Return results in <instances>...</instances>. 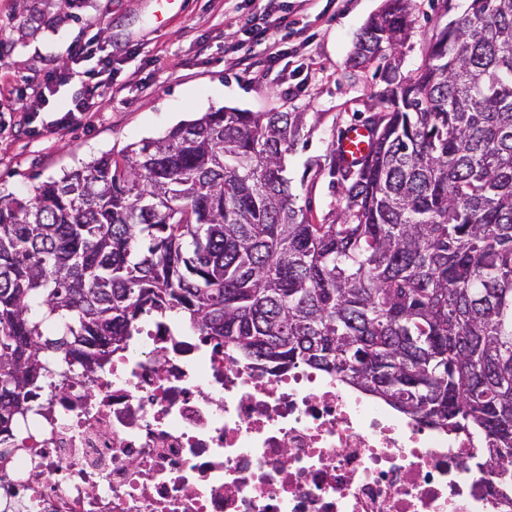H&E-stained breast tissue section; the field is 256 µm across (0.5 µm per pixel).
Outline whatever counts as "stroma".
I'll return each mask as SVG.
<instances>
[{
	"instance_id": "stroma-1",
	"label": "stroma",
	"mask_w": 512,
	"mask_h": 512,
	"mask_svg": "<svg viewBox=\"0 0 512 512\" xmlns=\"http://www.w3.org/2000/svg\"><path fill=\"white\" fill-rule=\"evenodd\" d=\"M271 34L282 50L267 60L252 25L255 0H179L161 17L157 0H74L71 17L29 33L20 0H0V194L39 183L177 124L230 108L301 112L306 146L287 157L296 204L312 221L330 218L340 192L327 176L331 144L350 125L380 111L382 61H351L357 36L384 0H275ZM404 73L423 63L448 16L440 0H412ZM244 43L246 64L227 48ZM55 76L45 102L21 104ZM104 95L87 122L61 127L87 78Z\"/></svg>"
}]
</instances>
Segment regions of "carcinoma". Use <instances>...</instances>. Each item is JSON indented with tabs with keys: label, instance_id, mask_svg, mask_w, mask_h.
<instances>
[{
	"label": "carcinoma",
	"instance_id": "obj_1",
	"mask_svg": "<svg viewBox=\"0 0 512 512\" xmlns=\"http://www.w3.org/2000/svg\"><path fill=\"white\" fill-rule=\"evenodd\" d=\"M411 10L386 0L358 34L384 110L364 159L333 154L329 224L286 176L303 112H207L0 197L1 434L155 315L477 438L465 469L512 493V0H465L407 77Z\"/></svg>",
	"mask_w": 512,
	"mask_h": 512
}]
</instances>
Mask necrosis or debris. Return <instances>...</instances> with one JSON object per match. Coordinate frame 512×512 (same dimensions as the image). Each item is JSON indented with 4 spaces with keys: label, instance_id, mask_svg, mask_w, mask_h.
Listing matches in <instances>:
<instances>
[{
    "label": "necrosis or debris",
    "instance_id": "1",
    "mask_svg": "<svg viewBox=\"0 0 512 512\" xmlns=\"http://www.w3.org/2000/svg\"><path fill=\"white\" fill-rule=\"evenodd\" d=\"M0 435V512H512L473 443L327 373L263 371L142 319Z\"/></svg>",
    "mask_w": 512,
    "mask_h": 512
}]
</instances>
